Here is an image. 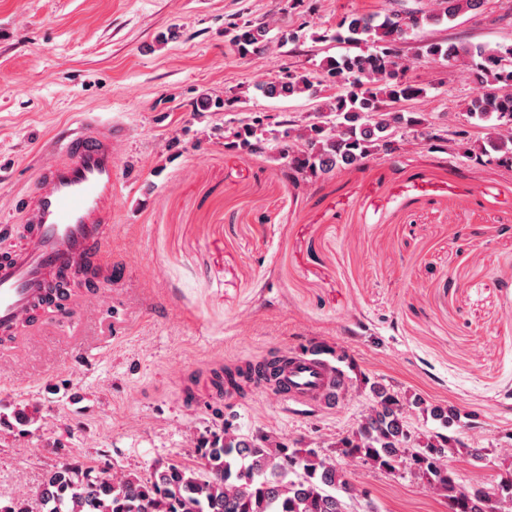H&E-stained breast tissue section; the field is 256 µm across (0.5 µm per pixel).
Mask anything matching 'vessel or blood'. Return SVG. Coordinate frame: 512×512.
Segmentation results:
<instances>
[{"instance_id": "obj_1", "label": "vessel or blood", "mask_w": 512, "mask_h": 512, "mask_svg": "<svg viewBox=\"0 0 512 512\" xmlns=\"http://www.w3.org/2000/svg\"><path fill=\"white\" fill-rule=\"evenodd\" d=\"M53 139L54 160L37 171L20 200L26 235L0 253V353L22 328L39 323L43 311L61 320L71 316L69 294L60 284L80 281L92 298L111 278L103 246L112 234L119 186L112 126L85 124ZM241 367L236 384L259 385L299 411H334L347 393L346 371L322 344L272 351Z\"/></svg>"}]
</instances>
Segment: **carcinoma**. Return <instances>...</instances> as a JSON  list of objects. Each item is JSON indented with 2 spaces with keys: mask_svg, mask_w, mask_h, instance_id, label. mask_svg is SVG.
<instances>
[{
  "mask_svg": "<svg viewBox=\"0 0 512 512\" xmlns=\"http://www.w3.org/2000/svg\"><path fill=\"white\" fill-rule=\"evenodd\" d=\"M382 13H350L323 41H343L349 51L323 61L322 79L339 83L343 92L317 104L316 111L333 119L299 128L292 119L270 128L256 115L233 132L230 145L249 154H263L270 141L293 178L317 181L343 170L365 168L377 155L398 149L400 129L418 124L404 118L402 102L414 101L425 88L406 77L409 69L400 42L409 31L441 26L467 14L477 15L486 0H430L426 7L405 8L402 0ZM233 50L241 56L263 50L267 22L244 21L230 29ZM416 58L446 62L471 72L476 92L462 103L466 121L490 124L494 135L480 143L466 130L448 135L430 132L435 148L446 143L460 157L478 165L495 162L512 169V45L495 49L462 40L436 39L417 48ZM315 77L283 69L259 90L271 97L298 98L311 91ZM375 405L361 428L336 444L344 456L373 467L410 470L446 493L448 512H512V467L499 470L490 485H465L455 480L448 453L461 449L480 459L481 448L450 435L460 423L453 405H434L430 416L441 431L425 439L415 436L398 396L374 382ZM204 467L169 463L148 477L117 476L105 471L79 473L68 463L49 472L35 491L37 510L25 502L1 506L0 512H349L346 500L363 499L336 461L318 448H298L268 435H245L224 428V437L201 449Z\"/></svg>",
  "mask_w": 512,
  "mask_h": 512,
  "instance_id": "obj_1",
  "label": "carcinoma"
}]
</instances>
